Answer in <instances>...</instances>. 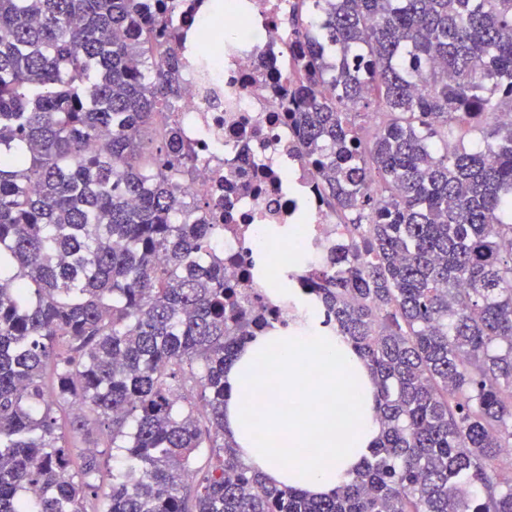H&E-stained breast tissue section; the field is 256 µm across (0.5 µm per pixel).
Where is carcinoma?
<instances>
[{
    "label": "carcinoma",
    "instance_id": "obj_1",
    "mask_svg": "<svg viewBox=\"0 0 512 512\" xmlns=\"http://www.w3.org/2000/svg\"><path fill=\"white\" fill-rule=\"evenodd\" d=\"M315 7L288 112L353 248L307 291L376 382L371 458L315 500L224 434L276 309L224 280L177 129L145 138L180 96L170 18L0 0V512H512V0H295L292 27Z\"/></svg>",
    "mask_w": 512,
    "mask_h": 512
}]
</instances>
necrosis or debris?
<instances>
[{
    "label": "necrosis or debris",
    "instance_id": "4bbe7bcc",
    "mask_svg": "<svg viewBox=\"0 0 512 512\" xmlns=\"http://www.w3.org/2000/svg\"><path fill=\"white\" fill-rule=\"evenodd\" d=\"M146 2L164 6L180 38L181 97L170 122L195 155L182 192L208 200L218 252L250 248L252 288H296L327 271L351 239L282 107L308 46L288 24L293 0H228L221 12L213 0Z\"/></svg>",
    "mask_w": 512,
    "mask_h": 512
}]
</instances>
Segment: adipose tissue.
<instances>
[{
	"instance_id": "ef3b65f1",
	"label": "adipose tissue",
	"mask_w": 512,
	"mask_h": 512,
	"mask_svg": "<svg viewBox=\"0 0 512 512\" xmlns=\"http://www.w3.org/2000/svg\"><path fill=\"white\" fill-rule=\"evenodd\" d=\"M293 328L258 333L224 370V430L267 483L332 494L369 458L380 433L376 385L299 289Z\"/></svg>"
}]
</instances>
